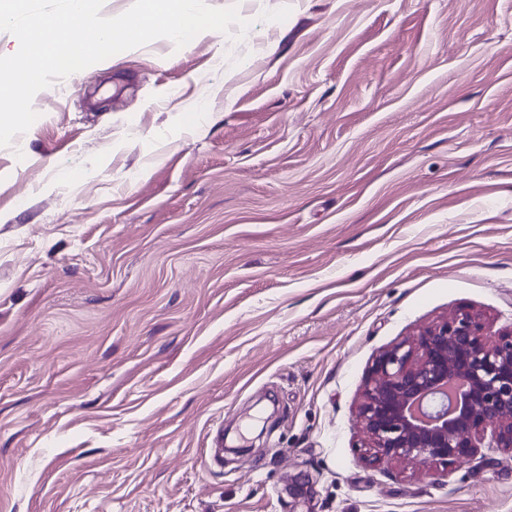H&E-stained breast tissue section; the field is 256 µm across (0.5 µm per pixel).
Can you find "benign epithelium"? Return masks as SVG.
I'll return each mask as SVG.
<instances>
[{
  "mask_svg": "<svg viewBox=\"0 0 512 512\" xmlns=\"http://www.w3.org/2000/svg\"><path fill=\"white\" fill-rule=\"evenodd\" d=\"M356 419L375 460L460 466L488 443L512 453V331L489 339L471 312L374 359Z\"/></svg>",
  "mask_w": 512,
  "mask_h": 512,
  "instance_id": "7a95c632",
  "label": "benign epithelium"
}]
</instances>
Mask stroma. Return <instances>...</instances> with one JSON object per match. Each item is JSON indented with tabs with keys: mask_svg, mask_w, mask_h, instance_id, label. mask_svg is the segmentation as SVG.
Returning a JSON list of instances; mask_svg holds the SVG:
<instances>
[{
	"mask_svg": "<svg viewBox=\"0 0 512 512\" xmlns=\"http://www.w3.org/2000/svg\"><path fill=\"white\" fill-rule=\"evenodd\" d=\"M0 147V512H512L371 461L376 355L512 328V0H206Z\"/></svg>",
	"mask_w": 512,
	"mask_h": 512,
	"instance_id": "obj_1",
	"label": "stroma"
}]
</instances>
